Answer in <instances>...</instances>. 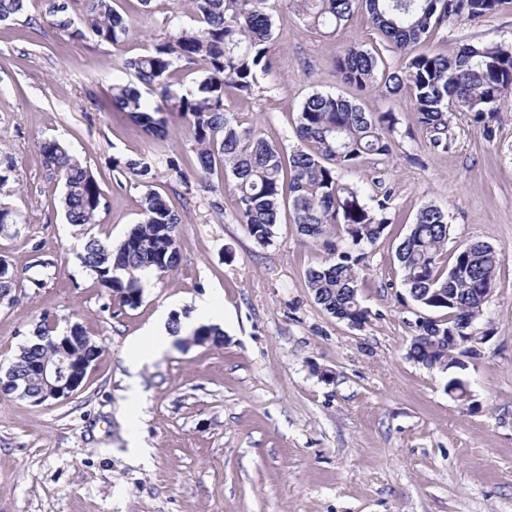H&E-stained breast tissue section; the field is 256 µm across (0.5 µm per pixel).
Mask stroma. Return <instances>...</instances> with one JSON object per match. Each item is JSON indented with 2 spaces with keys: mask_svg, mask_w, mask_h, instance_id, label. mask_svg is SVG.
<instances>
[{
  "mask_svg": "<svg viewBox=\"0 0 512 512\" xmlns=\"http://www.w3.org/2000/svg\"><path fill=\"white\" fill-rule=\"evenodd\" d=\"M118 3L135 25L119 46L0 24V146L15 156L18 178V221L0 232V256L21 281L15 302L0 305V369L45 311L101 347L70 400L35 407L0 394V512H512V96L483 122L451 114L455 143L444 154L429 148L405 97L362 96L365 111L394 112L398 124L392 155L366 158L345 177L364 197H390L391 224L364 248L360 296L370 317L360 329L327 314L306 283L330 259L328 244L349 246L343 225L322 244L285 218L269 245L256 244L235 219L223 174L201 187L191 128L172 118L167 154L178 167L159 164L153 188L183 213L181 260L146 282L138 307L108 313L39 146L59 139L91 167L107 200L93 232L120 243L140 217L142 191L112 161L151 157L154 144L113 109L110 87L118 63L160 29L138 0ZM276 33L275 64L256 93L229 87L225 102L293 149L310 94H354L337 56L380 37L361 10L322 37L284 9ZM468 42L511 43L512 0L476 24L449 19L427 48L445 54ZM218 191L220 215L210 207ZM427 203L448 214L443 264L474 242L505 251L478 321L488 339L459 373L467 404L449 395L447 373L408 355L420 308L395 252ZM39 258L54 263L41 289L29 285ZM204 296L224 306L222 344L170 345L139 371L141 401L129 406V340L161 311L190 313ZM131 432L146 455L130 452Z\"/></svg>",
  "mask_w": 512,
  "mask_h": 512,
  "instance_id": "35a3bbf8",
  "label": "stroma"
}]
</instances>
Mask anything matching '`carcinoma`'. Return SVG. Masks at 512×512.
I'll return each mask as SVG.
<instances>
[{
    "label": "carcinoma",
    "instance_id": "1",
    "mask_svg": "<svg viewBox=\"0 0 512 512\" xmlns=\"http://www.w3.org/2000/svg\"><path fill=\"white\" fill-rule=\"evenodd\" d=\"M26 2L0 0V22L23 15ZM138 2L149 13L164 8L161 25L166 32L146 53L122 61L119 70L133 79L113 80L112 104L152 136L157 162L165 157L171 117L185 119L197 145L200 176L218 164L230 173L236 218L260 246L272 241L285 206L292 223L314 242L326 237L331 226L342 224L352 245H373L390 224L389 195L368 205L344 177L366 156L391 155L394 113L378 115L365 111L355 97L315 92L297 112L301 146L289 151L260 129L240 123L224 102L226 87L248 98L254 95L259 76L272 70L275 15L281 5H288L308 30L325 37L334 35L356 8H364L373 29L401 61L389 67L377 50L354 44L344 49L336 67L359 93L405 95L434 151L445 153L453 146L448 114L471 112L481 121L512 92L511 43H464L450 55L421 49L427 35L448 19L479 22L496 13L505 0H188L189 24L171 0ZM25 23L55 30L72 41L83 40L90 32L101 42L118 45L132 34L129 18L116 9V0H47L43 17H27ZM175 70L192 75L191 84L172 82ZM39 150L48 175L63 183L67 223L84 230L97 224L106 198L92 170L56 139L44 141ZM153 162H112L145 188L141 218L118 245L91 235L78 254L81 265L96 276L104 312L111 311L114 302L137 307L143 297L142 276L163 277L180 262L178 230L183 215L152 189ZM16 171L15 157L1 148L0 232L17 223L8 202ZM447 243L448 215L427 204L418 210L396 250L403 285L413 301L422 309L447 312L440 321L414 323L411 348L414 360L422 364L448 365V328L481 317V292L494 287L502 259L500 250L476 242L443 268L439 258ZM326 246L337 258L309 270L307 287L325 312L363 325L369 317L358 295L363 255L338 254L336 245ZM18 281L13 267L5 264L0 294L8 305L15 301ZM33 336L37 342L20 346L10 367L18 382L30 378L28 390L34 395L40 393L30 373L36 362L53 359L63 349L76 363L91 366L100 354L99 345L82 326L62 329L48 311L40 314ZM221 336L218 327L201 326L193 331L191 342L218 344Z\"/></svg>",
    "mask_w": 512,
    "mask_h": 512
}]
</instances>
